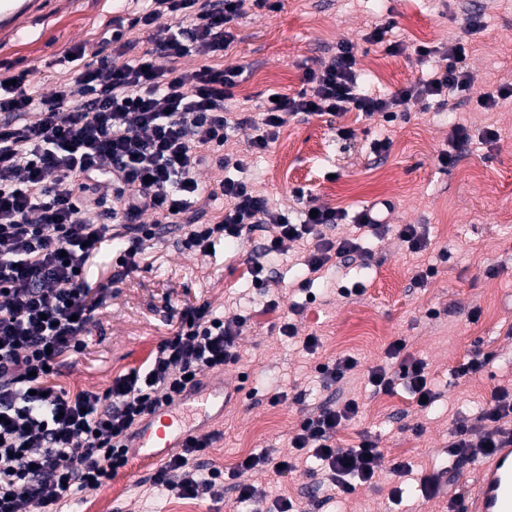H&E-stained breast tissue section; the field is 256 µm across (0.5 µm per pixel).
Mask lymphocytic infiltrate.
Segmentation results:
<instances>
[{
  "instance_id": "f902f5d3",
  "label": "lymphocytic infiltrate",
  "mask_w": 512,
  "mask_h": 512,
  "mask_svg": "<svg viewBox=\"0 0 512 512\" xmlns=\"http://www.w3.org/2000/svg\"><path fill=\"white\" fill-rule=\"evenodd\" d=\"M243 0H147L137 23L144 33L140 54L102 68L101 48L120 42L122 33H100L71 47L68 81L50 92L36 90L29 69L0 74V512H42L59 508L82 493L97 492L127 468L135 428L158 409L174 405L205 376L235 361L244 322L216 316L209 305H186L177 322L151 352L145 368L116 376L102 391L72 394L48 382L60 358L82 350L108 286H94L88 272L113 241H125L120 259L125 272L156 237L160 224L178 223L192 199L208 194L224 199L220 220L189 224L183 249L206 253L226 240L241 239L254 225H270L266 253L302 247L311 275L336 265L367 266L362 233L387 232L389 201L355 216L330 207L298 216L273 209L250 182L227 177L244 170L228 152L232 129L254 130V151L265 152L290 118L308 112L338 118L356 111L392 122L412 101L436 99L449 106L471 86L467 49L416 45L421 58H437L431 77L395 91L375 94L363 88L351 42H337L334 53L307 69L302 87L279 100H265L259 116L231 111L229 101L241 75L237 67H214L209 58L226 52L235 37L229 26ZM163 15L177 30L153 31ZM194 54L204 63L192 71L179 59ZM214 163L220 175L198 178L200 166ZM152 223H144V215ZM352 223L354 232L329 237L332 227ZM395 341L391 357L398 373L378 365L368 371L376 391L388 393L396 380L435 402L423 361L406 355ZM350 399L326 405L293 429L291 444L320 464L329 491L352 493L383 470L404 473L405 464H386L377 441L363 435L354 448L335 444L337 432L358 415ZM512 387L498 386L475 421L458 418L448 445V475L512 444ZM208 439H193L149 477L154 488L180 499L220 498L223 470H202L198 462Z\"/></svg>"
}]
</instances>
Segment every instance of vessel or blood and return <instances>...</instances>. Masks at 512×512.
<instances>
[{"mask_svg": "<svg viewBox=\"0 0 512 512\" xmlns=\"http://www.w3.org/2000/svg\"><path fill=\"white\" fill-rule=\"evenodd\" d=\"M33 0H0V24L17 26L36 15ZM239 391L221 378H209L202 387L186 392L178 408H164L147 417L133 440L134 460L142 465L165 461L199 436ZM464 512H512V446L496 449L480 463L477 489Z\"/></svg>", "mask_w": 512, "mask_h": 512, "instance_id": "b4317fda", "label": "vessel or blood"}]
</instances>
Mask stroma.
<instances>
[{
	"label": "stroma",
	"mask_w": 512,
	"mask_h": 512,
	"mask_svg": "<svg viewBox=\"0 0 512 512\" xmlns=\"http://www.w3.org/2000/svg\"><path fill=\"white\" fill-rule=\"evenodd\" d=\"M140 9L139 0H43L24 32L0 34V68L30 69L31 81L50 91V65L64 50L104 27L128 30ZM474 13L483 26L471 32L466 18ZM375 22L393 23L392 39L408 44V52L391 55L365 42ZM232 30L234 43L211 63L242 68L236 108L256 107L274 92L294 94L304 71L343 39L353 42L361 66L381 70V78L368 86L383 93L425 75L414 45L461 39L471 88L453 112L415 103L392 123L349 112L332 127L323 118L301 116L288 121L261 155L249 147L251 129L236 131L230 149L244 159V178L272 208H296L298 189L315 204L351 213L377 200L392 203L391 231L365 242L371 254L366 269L325 273L304 294L295 286L301 261L295 252L265 257L264 280L251 281V262L263 257L261 228L203 256L180 249L178 226L161 225L160 243L137 270L123 272L115 255L104 257L94 276L111 282L112 294L97 311L84 350L67 357L49 382L72 394L106 389L119 374L145 365L170 333L176 308L206 303L224 317L245 318L246 325L237 360L224 367L242 399L213 423L220 437L202 458V469L230 470L243 457L270 448L289 454V435L303 416L323 404L354 399L359 414L337 433V447L358 445L362 434L372 433L386 463H408L409 474L398 478L382 471L374 483L327 503L318 488L321 473L302 463L280 477L250 470L239 481L267 488L269 500L291 499L300 512H446L447 495L414 498L415 481L440 474L457 413L475 415L495 387L512 384V99L488 112L478 103L512 83V0H280L274 11L247 2ZM456 124L466 126L472 139L456 150L454 164L444 167L438 155L448 148ZM340 126L352 129L354 139H340ZM487 127L499 133L490 145L479 139ZM384 137L391 141L389 150L371 153L370 142ZM399 224L419 225L429 238L426 250L411 252L395 231ZM427 268L432 274L426 285L416 286V275ZM357 281L361 294H338V284ZM269 299L278 300V308L265 309ZM289 315L298 331L292 338L279 331ZM309 335L319 340L312 354L302 347ZM397 340L425 363L439 395L431 408L419 407L403 385L390 393L369 385L368 367L388 364L387 350ZM476 351L491 357L484 371L453 377L452 369ZM344 355L355 357L358 369L340 389L325 388L319 366ZM280 391L287 393L286 402L272 403ZM149 474L148 468L131 465L110 486L80 495L63 512H84L92 502L103 512L235 508L236 483L225 482L217 502L182 500L146 485Z\"/></svg>",
	"instance_id": "35a3bbf8"
}]
</instances>
